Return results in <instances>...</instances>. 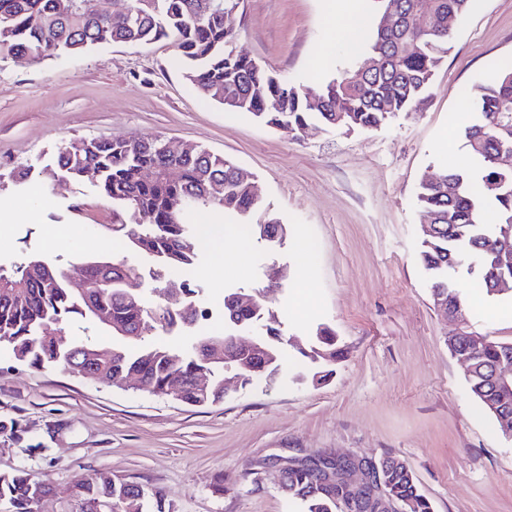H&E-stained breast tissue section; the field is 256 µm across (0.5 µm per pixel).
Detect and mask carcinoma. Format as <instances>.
<instances>
[{"label":"carcinoma","mask_w":512,"mask_h":512,"mask_svg":"<svg viewBox=\"0 0 512 512\" xmlns=\"http://www.w3.org/2000/svg\"><path fill=\"white\" fill-rule=\"evenodd\" d=\"M60 0H0V55H29L39 61L56 57L78 59L85 51L107 43L170 41L187 65V78L205 98L234 112H247L267 126L290 134L311 124L327 128L369 130L383 126L398 112L417 108L450 50V40L435 33L455 18L466 15L470 0H372L374 33L367 55L380 66L360 77L343 72L303 91L288 79L259 66L233 50L237 41L236 13L240 0H123L124 14L103 16L94 12L91 0H73L63 14ZM400 16L397 28L385 33L383 16L390 6ZM323 100V109L309 106V94ZM238 103H224L226 95ZM468 160L449 167L429 181H421L417 201L421 222L435 224L422 237L419 263L440 303H462L456 287H448L459 269H466L477 287L491 297V288L512 282V263L493 255L502 225L512 224V170L499 166L494 155L499 142L512 144V62L499 69L496 79L481 86L474 97L472 116L462 128ZM158 135L133 140L72 142L61 148L51 182L81 183L86 172L96 174L94 192L112 201V234L121 237L130 252L149 261V278L162 284L173 272L189 273L199 259V238L189 222L193 212L206 210L241 217L259 202L254 183L237 177V165L202 148L190 153H171ZM180 170L173 181L165 171ZM461 183L460 193L448 197V182ZM496 220L485 221L488 211ZM85 259L67 265L50 263L29 254L6 267L0 264V345L17 361L36 368L79 367L83 377L96 383L137 388L157 394L169 380L183 379L181 402L207 405L224 400V346L234 341L247 344L244 335L257 323L264 327L261 343L267 350L263 374H279L285 360L281 322L257 303L232 307L237 295L224 292V333L199 331V321L212 316L207 308L196 310L199 294L185 284L179 296L152 307L143 295L144 276L123 258L109 268ZM73 275L102 282L86 296L68 287ZM105 309L104 322L112 333V347L90 341L65 339L74 321L96 322V310ZM199 332L187 350L165 343L148 344L146 338L175 330ZM477 368L466 375L471 394L486 409L499 403L489 381L500 363L506 344L484 342L473 348ZM297 352L316 364L314 375L324 381L329 366L342 356L335 332L318 326L307 346ZM206 372L209 384L200 391L193 377ZM392 465L381 478L392 497L410 501L411 512H433L430 500L419 490L409 467L390 456ZM282 490L299 501L302 512H344L339 489L310 469L288 473ZM53 495L48 483L24 469L0 472V503L9 512H31L34 498L46 505ZM77 512H172L159 490L140 485L91 480L75 492Z\"/></svg>","instance_id":"1"}]
</instances>
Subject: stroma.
<instances>
[{"mask_svg": "<svg viewBox=\"0 0 512 512\" xmlns=\"http://www.w3.org/2000/svg\"><path fill=\"white\" fill-rule=\"evenodd\" d=\"M237 22L239 51L294 84L313 88L363 64L364 50L326 30L324 0H243ZM325 46L332 59L316 79L313 60ZM510 61L512 0H471L416 111L369 131L315 125L297 140L200 96L166 40L103 44L72 63L0 58L1 263L29 253L64 262L126 256L122 239L104 230L111 201L90 183L44 178L64 144L147 135L194 144L256 177L261 203L249 223L288 227L282 244L253 239L239 265L216 275L200 251L196 304L211 310L210 330L223 332L219 311L232 289L275 310L285 336L325 324L343 349L325 382L314 383L291 351L275 378L229 388L206 406L33 368L0 349V472L47 480V512H71L72 488L102 471L161 489L174 512H301L280 488L288 459L391 455L410 467L434 512H512V439L471 396L448 350L459 322L512 343V296H486L462 274L458 321L438 313L417 259L416 197L423 178L467 155L461 94ZM20 169L31 178L18 185L11 175ZM275 266L287 277L270 289ZM218 473L220 495L210 488Z\"/></svg>", "mask_w": 512, "mask_h": 512, "instance_id": "35a3bbf8", "label": "stroma"}]
</instances>
